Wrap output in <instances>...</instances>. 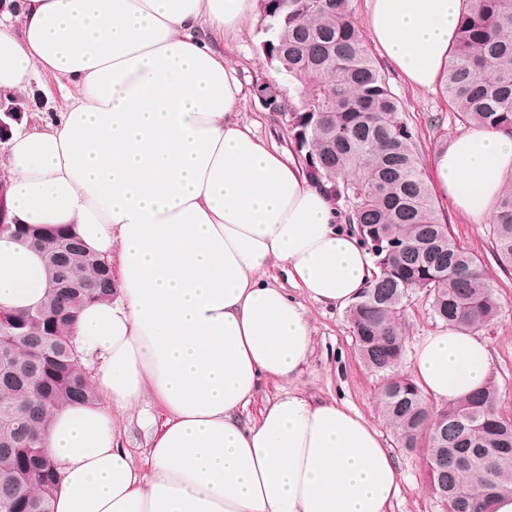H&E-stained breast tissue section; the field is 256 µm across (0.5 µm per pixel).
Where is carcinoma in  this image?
I'll use <instances>...</instances> for the list:
<instances>
[{
    "label": "carcinoma",
    "mask_w": 512,
    "mask_h": 512,
    "mask_svg": "<svg viewBox=\"0 0 512 512\" xmlns=\"http://www.w3.org/2000/svg\"><path fill=\"white\" fill-rule=\"evenodd\" d=\"M259 49L300 84L298 96L258 86L309 178L327 188L340 220L356 226L377 273L347 310L365 364L382 374L380 403L402 446L427 442L431 482L445 512H484L512 491V419L501 415L494 378L485 389L434 412L396 372L406 351L398 321L416 291L435 316L481 331L499 314L480 258L454 239L420 163L419 135L354 21L353 0H260ZM464 125L512 132V0H462L457 38L441 78ZM498 259L512 266V174L490 225ZM47 298L0 332V503L11 512H53L57 473L41 456L51 414L93 401L69 328L82 304L110 295L112 266L75 237L36 243Z\"/></svg>",
    "instance_id": "1"
}]
</instances>
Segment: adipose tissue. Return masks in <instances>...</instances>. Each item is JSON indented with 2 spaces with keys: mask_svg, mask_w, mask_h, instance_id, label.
<instances>
[{
  "mask_svg": "<svg viewBox=\"0 0 512 512\" xmlns=\"http://www.w3.org/2000/svg\"><path fill=\"white\" fill-rule=\"evenodd\" d=\"M253 0H0V99L43 75L75 88L53 118L0 141L7 224L62 226L117 270L72 327L97 399L54 413L43 445L54 512H391L400 473L347 402L289 391L241 414L262 381L297 377L313 328L292 297L344 308L374 265L298 161L241 120L224 57ZM462 0H367L386 58L420 90L440 78ZM475 222L512 172V134L479 126L432 162ZM286 266L289 288L267 281ZM46 274L0 236V305L40 304ZM491 351L456 326L423 337L409 373L434 407L485 384ZM163 409L155 418L151 404ZM136 412L145 463L115 414Z\"/></svg>",
  "mask_w": 512,
  "mask_h": 512,
  "instance_id": "obj_1",
  "label": "adipose tissue"
}]
</instances>
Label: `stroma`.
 I'll use <instances>...</instances> for the list:
<instances>
[{"label": "stroma", "mask_w": 512, "mask_h": 512, "mask_svg": "<svg viewBox=\"0 0 512 512\" xmlns=\"http://www.w3.org/2000/svg\"><path fill=\"white\" fill-rule=\"evenodd\" d=\"M261 39L257 21H250L238 36L225 40L224 55L237 65L247 91L243 121L251 124L258 137L287 150L291 147L288 133L276 114L264 108L256 87L269 82L281 92L293 93L298 83L268 62L258 49ZM373 54L383 65L390 88L400 98L409 123L420 133L423 167L431 168L434 155L463 131V124L449 110L439 89L421 91L412 88L404 76L389 64L381 49H374ZM63 96V89L53 77H43L42 89L35 98L25 97L19 103L22 122L33 125L49 118L52 107L62 104ZM439 204L457 242L481 259L499 299L500 315L484 328L483 334L490 342L491 372L499 391V410L504 417L511 418L512 267L503 265L495 256L489 222L478 224L459 214L450 198L440 197ZM304 306L313 327V347L303 372L289 382H263L254 402L243 412L242 421L257 418L267 401L293 389L317 400L333 398L347 401L380 429L401 474V493L393 504L392 512H443L442 503L430 488L426 465L428 450L423 446L414 449L401 447L398 434L381 411L380 377L360 358L345 310L327 308L309 299L305 300ZM401 325L408 345L412 346L420 337L441 328L442 322L434 316L427 296L416 292L406 303Z\"/></svg>", "instance_id": "obj_1"}]
</instances>
